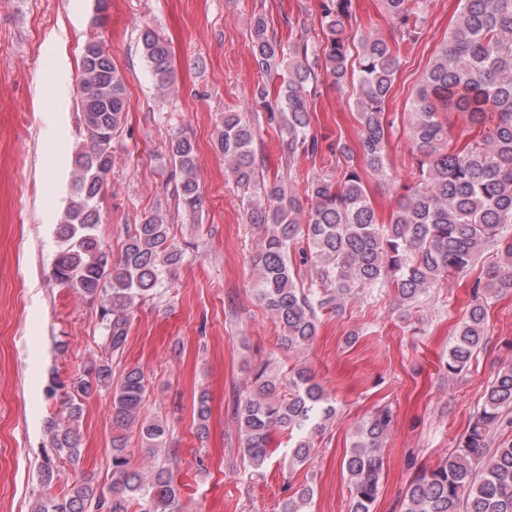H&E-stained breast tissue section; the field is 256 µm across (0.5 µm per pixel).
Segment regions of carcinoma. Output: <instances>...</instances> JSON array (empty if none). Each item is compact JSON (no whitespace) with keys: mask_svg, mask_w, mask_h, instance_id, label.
Instances as JSON below:
<instances>
[{"mask_svg":"<svg viewBox=\"0 0 512 512\" xmlns=\"http://www.w3.org/2000/svg\"><path fill=\"white\" fill-rule=\"evenodd\" d=\"M402 34L419 33L430 0H383ZM352 0H321V32L287 22L284 45L269 32L261 15L250 26L252 58L265 75L282 73L284 89L273 94L257 86L266 125L288 145V167L297 154L327 153L343 159L336 176L306 179L303 194L293 180L263 177L257 153V131L245 112L221 118L218 146L226 172L246 198V220L259 230L251 258L257 300L282 328L281 345L289 351L307 348L321 317L344 308L358 293L394 290L398 305L419 303L448 277L467 273L480 254L493 247L500 264L486 282H476L466 318L449 349L448 374L466 368L487 334V306L498 293L512 290V0H458L455 26L448 42L423 74L409 112L414 180L402 185L396 209L385 224L377 222L366 191V176L385 179L387 147L394 122L386 101L398 69L397 46L369 32L354 36L346 24ZM138 42L165 95L176 93L172 52L153 28L139 29ZM338 85H353L359 117L358 152L343 139L322 143L311 131L312 96L318 72L315 62ZM80 122L84 141L76 153L74 173L58 237L61 247L53 278L79 296L100 303L104 348L123 350L130 316L141 302L162 295L184 249L170 236L166 216L144 215L127 230L120 254L105 250L97 227L98 200L116 164L113 139L126 120V87L111 55L95 40L87 43L79 80ZM463 114L483 129L478 139L458 147L450 138L451 117ZM166 151L179 180L174 193L177 212L191 221L204 207L197 176L196 147L183 134H172ZM298 252L310 268L309 278L290 262ZM65 390L59 417L49 424L52 454L38 467L43 484L53 481L55 460L81 457L82 402L107 392L112 400V484L101 487L87 476L54 498L40 500L34 512H180L174 485V454L158 455L169 429L159 416L144 415L147 384L137 367L112 381L107 358L93 359L81 375L65 384L52 379L51 394ZM512 409V366L498 371L484 402L459 437L454 454L422 469L409 484L403 512H512V443L491 448L494 430ZM197 431L208 433L209 397L195 406ZM336 408L322 387L303 368L288 372V383L267 360L255 366L250 390L237 401L235 414L243 438L242 453L259 474L271 458L272 432L293 440L290 463H307ZM392 411L382 408L356 432L343 465L352 495L351 512H373L382 471L379 449L390 429ZM137 429L150 471L132 467L126 432ZM313 497L305 486L290 496L284 512H304Z\"/></svg>","mask_w":512,"mask_h":512,"instance_id":"1","label":"carcinoma"}]
</instances>
